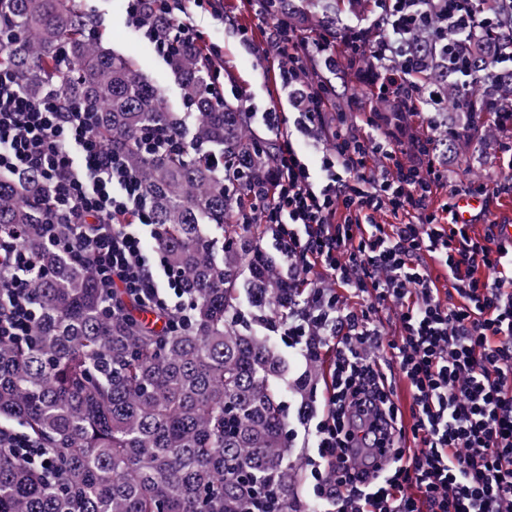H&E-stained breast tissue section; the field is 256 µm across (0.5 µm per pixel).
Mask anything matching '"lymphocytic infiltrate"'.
I'll use <instances>...</instances> for the list:
<instances>
[{
    "label": "lymphocytic infiltrate",
    "instance_id": "lymphocytic-infiltrate-1",
    "mask_svg": "<svg viewBox=\"0 0 512 512\" xmlns=\"http://www.w3.org/2000/svg\"><path fill=\"white\" fill-rule=\"evenodd\" d=\"M473 0H376L370 37L352 36L346 59L333 32L302 35L288 19L259 14L269 28L267 54L283 61L281 79L299 110L266 112L276 140L270 179L252 185V224L270 227L286 259L289 288L302 289L282 327L307 360L329 359L323 408L307 435L310 494L323 512H512V240L494 220L483 233L458 223L461 196L512 194V138L501 140L506 170L459 186L435 136H406L402 125L373 128L358 112L319 136L337 105L329 77L342 62L368 56L378 98L400 113L444 111L435 93L387 69L409 58L412 29L442 19L432 34L452 56L466 57L474 36L511 42L497 12ZM224 18V0H126L129 25L161 54L182 42L211 63V94L224 102V52L205 40L199 10ZM164 18L159 39L148 15ZM98 113L50 89L24 93L0 66V174L39 172L52 204L49 240L91 268L105 300L131 299L165 316V331L190 323L194 301L159 244L142 184L126 157L96 135ZM367 132H358V125ZM319 158L310 167L302 146ZM382 165L367 168L370 158ZM447 186L436 207L431 197ZM394 221L382 224L378 215ZM70 234L58 239L55 230ZM438 261L444 279L429 272ZM44 271L0 229V339H26L37 316L32 284ZM398 309V336L386 341L378 314ZM387 348L388 359L376 352ZM393 364L412 393L415 447L402 444L401 418L384 372Z\"/></svg>",
    "mask_w": 512,
    "mask_h": 512
}]
</instances>
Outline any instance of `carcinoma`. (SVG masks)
<instances>
[{
	"mask_svg": "<svg viewBox=\"0 0 512 512\" xmlns=\"http://www.w3.org/2000/svg\"><path fill=\"white\" fill-rule=\"evenodd\" d=\"M358 0H268L292 22L337 25ZM0 26L18 37L0 62L23 90L55 88L100 113V135L125 152L149 199L163 248L195 302L194 322L161 333L155 317L128 301L115 318L92 271L49 244L38 229L50 192L29 173L0 177V228L48 271L36 280L32 336L0 341V424H16L50 450L48 470L0 447V512H245L250 494H271L281 512H305L295 493L301 467L280 409L281 355L245 328L246 291L257 320L288 318L280 256L253 224H242L249 188L272 165L268 142L238 103L216 106L199 48L168 59L178 83L173 105L136 57L109 53L89 34L79 0H0ZM416 79L435 84L463 113L468 139L482 104L512 102V69L476 52L466 93L427 25L413 30ZM162 125L185 150L147 155L142 134Z\"/></svg>",
	"mask_w": 512,
	"mask_h": 512,
	"instance_id": "cac0c4a2",
	"label": "carcinoma"
}]
</instances>
